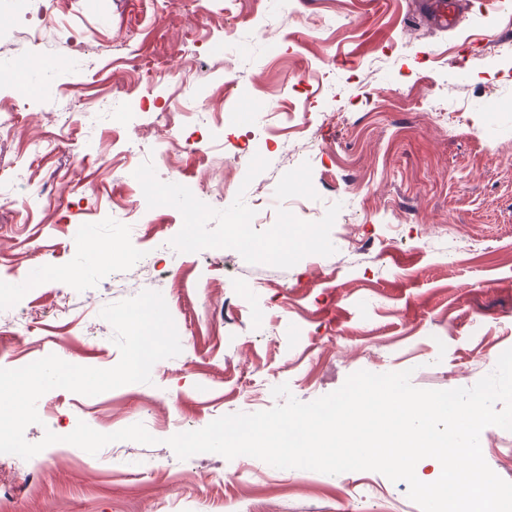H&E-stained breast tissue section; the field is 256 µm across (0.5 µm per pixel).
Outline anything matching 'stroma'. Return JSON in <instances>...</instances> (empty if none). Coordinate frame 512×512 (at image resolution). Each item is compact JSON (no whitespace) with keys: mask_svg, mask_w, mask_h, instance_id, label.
<instances>
[{"mask_svg":"<svg viewBox=\"0 0 512 512\" xmlns=\"http://www.w3.org/2000/svg\"><path fill=\"white\" fill-rule=\"evenodd\" d=\"M461 2L442 31L418 0H0V366L114 367L100 311L145 290L182 347L151 383L45 393L28 442L81 421L156 442L0 454L10 512H421L375 471L167 440L283 383L302 402L360 370L468 388L512 348V0ZM135 167L154 189L134 232ZM291 210L322 240L271 252ZM481 449L512 482V431Z\"/></svg>","mask_w":512,"mask_h":512,"instance_id":"obj_1","label":"stroma"}]
</instances>
